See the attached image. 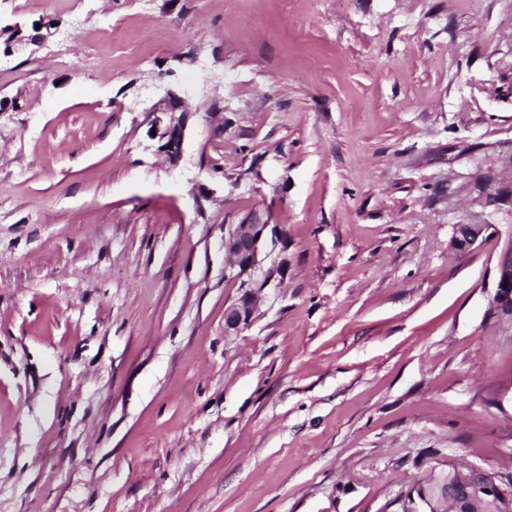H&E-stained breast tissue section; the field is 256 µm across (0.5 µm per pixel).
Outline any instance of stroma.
Here are the masks:
<instances>
[{
    "label": "stroma",
    "instance_id": "35a3bbf8",
    "mask_svg": "<svg viewBox=\"0 0 512 512\" xmlns=\"http://www.w3.org/2000/svg\"><path fill=\"white\" fill-rule=\"evenodd\" d=\"M50 18L0 60V512H381L438 462L512 471L507 237L449 248L512 225V0H0V42ZM167 96L168 98L164 100V102L158 103L149 112L157 114L155 117V125L157 129H159L161 123H164L163 119L159 117L158 114L165 115L169 118L164 124L160 135L161 138L165 140L163 148L165 149L169 160L175 164L182 154L184 130L188 112L181 110V101L179 96L174 94L172 91H170ZM177 112H179L178 116L176 115ZM269 225L257 212L242 224L230 225L228 235L224 236V249L231 256L229 268L233 278L254 274L259 245ZM497 233L496 224H458L455 225L450 248L460 255L467 254L478 247L487 235ZM504 284H507V288H504ZM491 310L501 319L512 320V227L507 245L497 260L496 285ZM257 297L252 289L243 294L224 311V333L228 336L238 335L246 328L255 312Z\"/></svg>",
    "mask_w": 512,
    "mask_h": 512
}]
</instances>
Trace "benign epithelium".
Instances as JSON below:
<instances>
[{"label": "benign epithelium", "mask_w": 512, "mask_h": 512, "mask_svg": "<svg viewBox=\"0 0 512 512\" xmlns=\"http://www.w3.org/2000/svg\"><path fill=\"white\" fill-rule=\"evenodd\" d=\"M155 125L162 126L163 148L172 163H177L183 150L188 113L181 110L180 97L170 92L164 102L155 105ZM269 227L259 213L249 220L230 225L224 237V249L231 256L230 271L234 278L252 276L257 265L259 245ZM499 232L494 224H457L450 248L460 255L478 247L486 236ZM257 297L247 289L224 311V335L236 336L246 328L255 312ZM492 312L501 319L512 320V234L498 257ZM432 483L437 487L438 501L448 503L450 512H512V474L493 473L480 467L456 465L435 466Z\"/></svg>", "instance_id": "7a95c632"}]
</instances>
